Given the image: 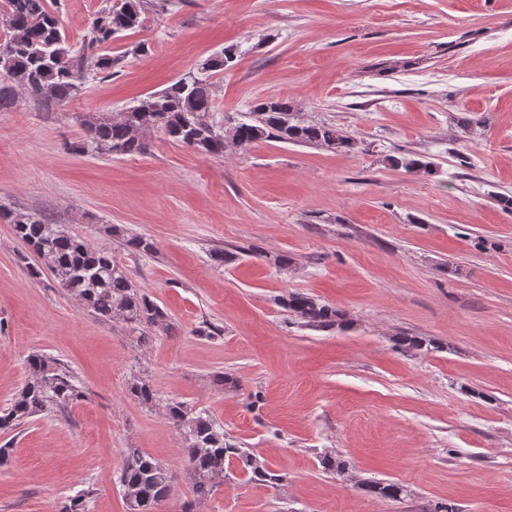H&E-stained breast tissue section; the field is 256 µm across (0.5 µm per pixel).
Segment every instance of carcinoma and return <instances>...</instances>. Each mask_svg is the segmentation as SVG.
<instances>
[{
	"label": "carcinoma",
	"instance_id": "cac0c4a2",
	"mask_svg": "<svg viewBox=\"0 0 512 512\" xmlns=\"http://www.w3.org/2000/svg\"><path fill=\"white\" fill-rule=\"evenodd\" d=\"M152 6L154 0H120L98 10L75 49L68 43L58 12L49 8L47 0H3L0 19L7 37L0 40V111L13 106L21 95L47 108L54 107L76 96L89 76L112 75L119 59L112 57L107 46L121 34L142 28L146 10ZM235 56L236 48L226 47L197 72L187 73L118 116L84 119L81 139L71 145V150L105 157L142 154L146 150L144 135L150 132H160L209 157L224 156L229 142L246 148L267 139L334 151L357 147L356 139L332 124L300 119L290 101L282 98L255 101L227 127L214 121L212 75L224 71ZM0 222L12 225L15 237L37 257L38 263L29 267L30 275L38 278L43 270L50 271L96 318H117L144 329L167 325L165 310L135 288L126 269L108 250L65 231L43 213L0 204ZM123 242L132 254L147 255L155 250L154 242L141 235H127ZM283 306L309 326L343 325L344 315L335 307L303 293L287 294ZM26 364V382L8 407L0 411L1 432L12 431L34 416L84 397L74 375L54 360L32 353ZM130 392L148 408L158 401L156 390L146 379H134ZM167 412L183 442V460L196 500H207L224 485L226 464L233 460L253 482L277 487L286 480V475L270 470L242 443L227 438L205 410L172 401L167 403ZM321 464L338 477L349 470L346 461L332 455H324ZM173 478L169 468L142 449L125 450L118 481L128 502L134 503L135 512H157L169 496ZM364 491L398 500L406 489L398 483L369 482L364 484Z\"/></svg>",
	"mask_w": 512,
	"mask_h": 512
}]
</instances>
